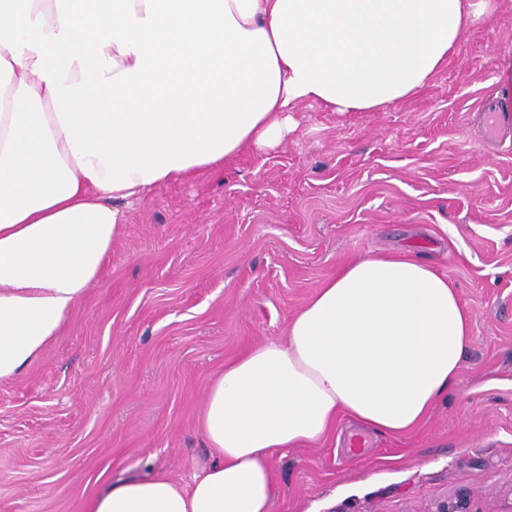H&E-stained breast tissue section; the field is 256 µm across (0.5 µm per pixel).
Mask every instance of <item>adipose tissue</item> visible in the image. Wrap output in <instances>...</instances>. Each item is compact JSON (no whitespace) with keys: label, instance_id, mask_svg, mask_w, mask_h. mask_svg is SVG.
Here are the masks:
<instances>
[{"label":"adipose tissue","instance_id":"1","mask_svg":"<svg viewBox=\"0 0 512 512\" xmlns=\"http://www.w3.org/2000/svg\"><path fill=\"white\" fill-rule=\"evenodd\" d=\"M503 0H0V382L101 273L117 201L273 149L303 104L383 111L430 86ZM471 313L407 253L340 267L208 387L211 462L118 479L87 512H271L272 453L349 420L416 428L455 386Z\"/></svg>","mask_w":512,"mask_h":512}]
</instances>
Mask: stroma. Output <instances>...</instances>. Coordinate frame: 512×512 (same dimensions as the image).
<instances>
[{"label":"stroma","mask_w":512,"mask_h":512,"mask_svg":"<svg viewBox=\"0 0 512 512\" xmlns=\"http://www.w3.org/2000/svg\"><path fill=\"white\" fill-rule=\"evenodd\" d=\"M512 0L471 27L431 86L384 112L293 114L287 140L122 204L86 299L0 383V512H86L112 482L211 460L206 389L343 264L408 251L448 274L473 315L458 385L400 436L342 422L274 451L271 512H430L469 490L512 492V127L496 65Z\"/></svg>","instance_id":"obj_1"}]
</instances>
